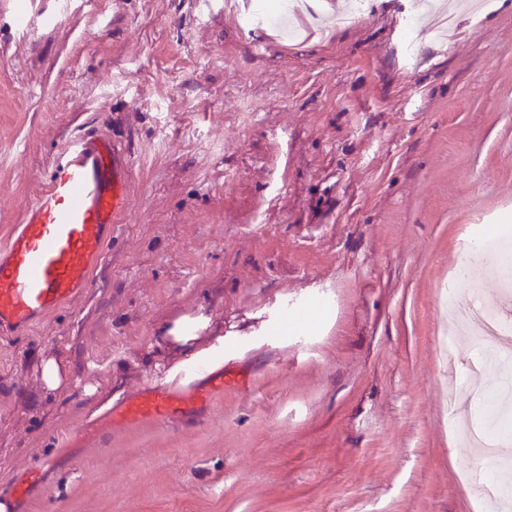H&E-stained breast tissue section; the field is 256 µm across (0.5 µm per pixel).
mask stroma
<instances>
[{
  "label": "stroma",
  "mask_w": 512,
  "mask_h": 512,
  "mask_svg": "<svg viewBox=\"0 0 512 512\" xmlns=\"http://www.w3.org/2000/svg\"><path fill=\"white\" fill-rule=\"evenodd\" d=\"M0 0V246L66 143L116 138L87 292L0 337L15 512H480L432 339L471 238L512 241V0ZM63 366L48 389L42 366ZM204 425H97L190 362Z\"/></svg>",
  "instance_id": "stroma-1"
}]
</instances>
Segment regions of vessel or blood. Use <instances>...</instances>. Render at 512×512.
I'll use <instances>...</instances> for the list:
<instances>
[{
	"label": "vessel or blood",
	"instance_id": "b4317fda",
	"mask_svg": "<svg viewBox=\"0 0 512 512\" xmlns=\"http://www.w3.org/2000/svg\"><path fill=\"white\" fill-rule=\"evenodd\" d=\"M131 164L121 143L99 135L74 138L7 243L0 246V335L31 330L90 285L115 224L129 206ZM191 387H153L122 400L109 425L176 419L200 421L212 396L237 378L224 366L201 363L181 373Z\"/></svg>",
	"mask_w": 512,
	"mask_h": 512
}]
</instances>
